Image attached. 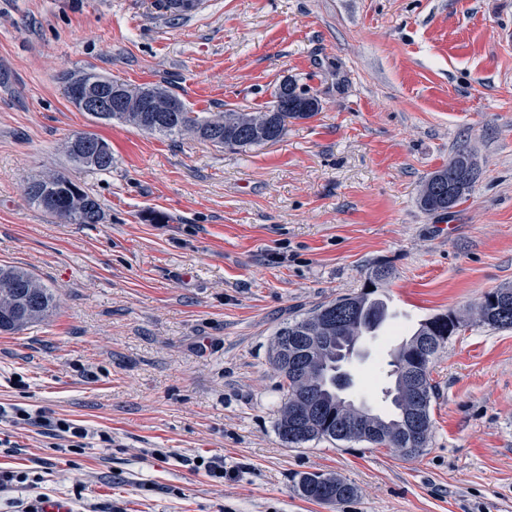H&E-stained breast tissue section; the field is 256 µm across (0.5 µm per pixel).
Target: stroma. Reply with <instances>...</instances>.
I'll use <instances>...</instances> for the list:
<instances>
[{"mask_svg": "<svg viewBox=\"0 0 512 512\" xmlns=\"http://www.w3.org/2000/svg\"><path fill=\"white\" fill-rule=\"evenodd\" d=\"M0 0V264L58 297L45 320L0 334V404L78 421L89 448H55L0 422V469L39 493L121 512H512V329L465 324L436 354L432 435L407 457L365 442L279 437L277 327L358 293L388 264L408 331L512 287V0ZM95 71L165 85L193 111L258 112L292 78L322 110L276 143L228 150L95 122L60 80ZM92 132L106 172H79L99 224H61L23 197ZM479 174L448 213L418 205L457 150ZM164 215L157 224L153 215ZM351 396L388 411L387 347L365 340ZM108 432L102 447L97 432ZM168 449V458L154 456ZM223 460L224 477L194 457ZM330 472L356 496L300 497Z\"/></svg>", "mask_w": 512, "mask_h": 512, "instance_id": "obj_1", "label": "stroma"}]
</instances>
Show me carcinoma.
Listing matches in <instances>:
<instances>
[{"mask_svg": "<svg viewBox=\"0 0 512 512\" xmlns=\"http://www.w3.org/2000/svg\"><path fill=\"white\" fill-rule=\"evenodd\" d=\"M135 95L142 92L156 93L174 101L178 109L166 113L164 122L155 125L148 120L146 112H114L104 115L92 112L90 116L101 122L118 120L144 133L159 134L165 137H181L192 134L200 140L230 150H246L277 142L286 132L288 120H306L322 110L321 104L310 103L306 112L284 111L280 94L273 93V100L260 112H241L228 109L213 112L208 117L191 111L187 104L168 89L159 86H146L131 89ZM77 138L95 141L104 147L109 160L93 164L76 149H65L69 162L77 170L105 172L112 169V149L109 144L93 133H79ZM470 154L457 151L448 164L433 172L423 183L418 194L420 207L429 213H447L448 201L441 200L436 192L437 185L448 184V171L469 165ZM55 188L41 190L43 176L32 178L24 187L28 202L53 216L62 224H99L104 218L99 200L78 181L65 172H51ZM382 275L376 288H364L354 296H344L324 303L306 315L284 322L276 329L274 340L282 336H303L305 341L318 335L317 316L322 311L332 309L338 312L334 335L347 342L358 336L368 335L367 327L354 316L359 306H378L383 309V318H388V309L379 298V289L387 287L391 271L385 264H376L370 275ZM34 285L33 289L26 285ZM501 300L506 302L503 313L488 321L480 318L479 304L471 306L467 317L479 324L494 329L512 328V287L495 289ZM56 305V296L38 278L26 269L0 264V313L9 314V319H0V333H16L40 321ZM438 339L434 346L419 355L409 354L408 359L419 358L418 367L422 372L421 392L409 387L399 377L397 359H392L394 387L386 391L392 397L393 410L388 415H378L368 421L355 416L336 414L333 392L327 386L324 365L335 361L336 354L330 349L319 359H312L305 372L294 373L288 365L279 360L274 363L284 380V397L278 420V434L290 446H299L310 441L329 442L363 441L372 445L393 448L404 456L416 455L427 447L432 434L430 416L434 386L431 383L430 364L433 355L441 344L449 338L448 323L438 327ZM298 492L309 501L321 503L345 502L356 495V488L332 473H306L299 478Z\"/></svg>", "mask_w": 512, "mask_h": 512, "instance_id": "1", "label": "carcinoma"}]
</instances>
